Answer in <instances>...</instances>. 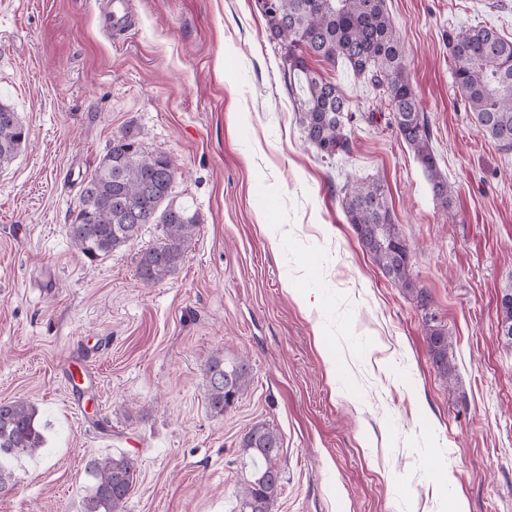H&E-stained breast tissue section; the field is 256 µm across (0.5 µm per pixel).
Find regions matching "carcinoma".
I'll list each match as a JSON object with an SVG mask.
<instances>
[{
    "mask_svg": "<svg viewBox=\"0 0 512 512\" xmlns=\"http://www.w3.org/2000/svg\"><path fill=\"white\" fill-rule=\"evenodd\" d=\"M269 36L287 43L288 88L297 106L305 139L323 157L351 152L349 101L335 82L309 61L341 64L353 75L387 95L397 134L414 151L443 207L452 190L438 168L432 130L422 111L406 66L401 36L386 0H268L260 6ZM452 82L478 128L498 146L512 150V39L496 28L475 25L448 40ZM28 131L11 104L0 100V168L26 146ZM176 169L163 151L146 153L128 132L112 139L93 174L84 180L67 234L72 246L90 263L110 256L136 240L146 224H159L162 235L140 250L135 274L145 285L170 276L183 261L202 219L174 196ZM342 208L359 244L382 274L416 301L423 312L424 339L432 364L446 384L453 368L448 360L451 337L431 296L413 274L412 253L393 222L384 187L355 180L343 187ZM502 336L512 343V287L501 290ZM207 400L215 416L249 389V366L212 352L205 364ZM36 407L25 400L0 401V496L14 486L8 461L34 456L44 444L36 424ZM250 467L232 512H271L281 494L275 466L281 436L265 423L252 425L239 442ZM94 484L82 512H125L137 481V466L125 453L92 462Z\"/></svg>",
    "mask_w": 512,
    "mask_h": 512,
    "instance_id": "carcinoma-1",
    "label": "carcinoma"
}]
</instances>
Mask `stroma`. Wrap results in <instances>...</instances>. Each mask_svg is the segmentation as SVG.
<instances>
[{"mask_svg": "<svg viewBox=\"0 0 512 512\" xmlns=\"http://www.w3.org/2000/svg\"><path fill=\"white\" fill-rule=\"evenodd\" d=\"M386 7L447 208L390 105L343 67L324 73L350 101L351 152L306 141L257 0H131L117 33L96 0H0V100L28 129L0 169V401L34 404L45 440L14 462L0 512H82L89 463L119 452L139 471L126 512H232L239 441L258 422L282 438L272 512H512V345L497 319L512 151L465 112L448 57L469 25L512 36V0ZM124 132L171 157L178 201L202 218L149 286L136 257L161 226L94 264L67 235L82 181ZM349 177L384 187L452 338L453 384L431 365L421 310L348 224ZM218 349L252 377L221 416L204 375Z\"/></svg>", "mask_w": 512, "mask_h": 512, "instance_id": "stroma-1", "label": "stroma"}]
</instances>
